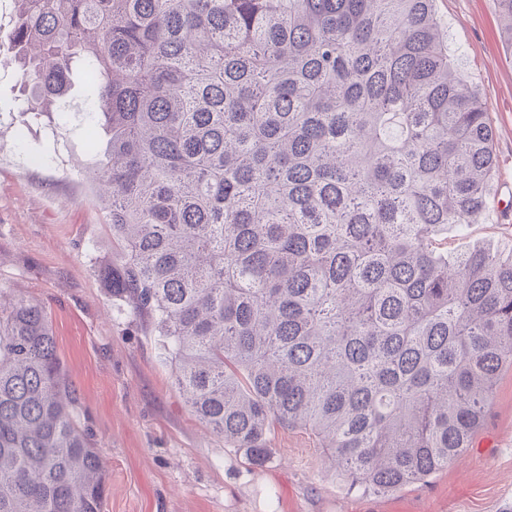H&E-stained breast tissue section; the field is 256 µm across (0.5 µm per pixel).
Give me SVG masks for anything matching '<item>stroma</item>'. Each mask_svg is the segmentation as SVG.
Returning a JSON list of instances; mask_svg holds the SVG:
<instances>
[{"mask_svg":"<svg viewBox=\"0 0 512 512\" xmlns=\"http://www.w3.org/2000/svg\"><path fill=\"white\" fill-rule=\"evenodd\" d=\"M448 50L495 130L494 208L455 251L512 248V48L494 0H436ZM12 68L0 65V288L43 304L67 378L107 476L102 512H512V369L469 452L388 494L349 489L323 466L310 432L277 427L254 462L186 407L146 318L121 309L100 267L121 249L87 175L96 103L74 85L60 112L32 120Z\"/></svg>","mask_w":512,"mask_h":512,"instance_id":"obj_1","label":"stroma"}]
</instances>
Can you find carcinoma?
<instances>
[{"mask_svg":"<svg viewBox=\"0 0 512 512\" xmlns=\"http://www.w3.org/2000/svg\"><path fill=\"white\" fill-rule=\"evenodd\" d=\"M12 2L31 117L77 67L96 98L100 278L189 411L258 462L304 429L364 492L463 455L512 367V251L442 246L496 158L435 0ZM105 484L45 306L0 289V512H102Z\"/></svg>","mask_w":512,"mask_h":512,"instance_id":"carcinoma-1","label":"carcinoma"}]
</instances>
